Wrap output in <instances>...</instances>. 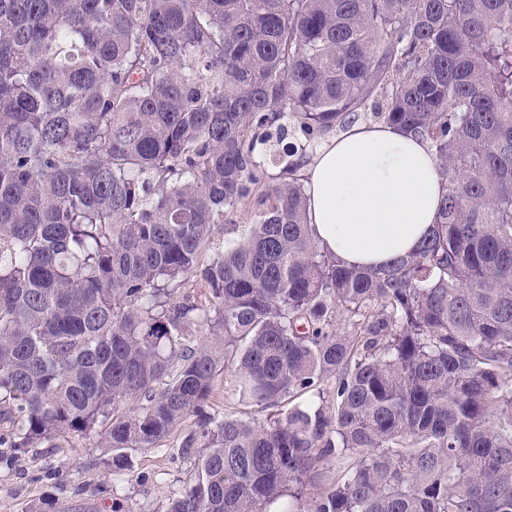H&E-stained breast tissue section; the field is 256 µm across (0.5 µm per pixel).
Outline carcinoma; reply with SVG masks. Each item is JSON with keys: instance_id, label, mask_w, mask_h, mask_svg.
Masks as SVG:
<instances>
[{"instance_id": "1", "label": "carcinoma", "mask_w": 512, "mask_h": 512, "mask_svg": "<svg viewBox=\"0 0 512 512\" xmlns=\"http://www.w3.org/2000/svg\"><path fill=\"white\" fill-rule=\"evenodd\" d=\"M365 112L444 179L378 268L264 163ZM229 364L269 414L199 420L167 512H512V0H0V456L158 448ZM257 207L252 202L246 207L226 213L224 224H219L213 233L210 248L205 251L202 261H210L224 249V245L231 240L238 239L247 230V225L252 224Z\"/></svg>"}]
</instances>
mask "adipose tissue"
Masks as SVG:
<instances>
[{
    "label": "adipose tissue",
    "instance_id": "1",
    "mask_svg": "<svg viewBox=\"0 0 512 512\" xmlns=\"http://www.w3.org/2000/svg\"><path fill=\"white\" fill-rule=\"evenodd\" d=\"M303 174L315 240L366 267L416 249L436 221L444 186L427 144L388 124L351 127Z\"/></svg>",
    "mask_w": 512,
    "mask_h": 512
}]
</instances>
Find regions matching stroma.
I'll use <instances>...</instances> for the list:
<instances>
[{
	"mask_svg": "<svg viewBox=\"0 0 512 512\" xmlns=\"http://www.w3.org/2000/svg\"><path fill=\"white\" fill-rule=\"evenodd\" d=\"M255 211L251 204L226 213L205 260L241 237ZM234 380L233 368H225L214 383L206 413L216 419L234 413L265 420L267 410L227 399ZM195 428V417H188L161 447L131 452L118 470L111 449L99 447L92 438L74 437L59 448H32L21 457L1 459L0 512H167L170 499L196 477L195 456L182 452L184 438Z\"/></svg>",
	"mask_w": 512,
	"mask_h": 512,
	"instance_id": "1",
	"label": "stroma"
}]
</instances>
